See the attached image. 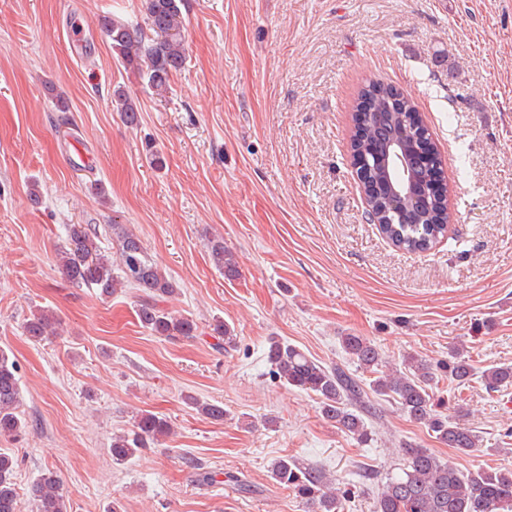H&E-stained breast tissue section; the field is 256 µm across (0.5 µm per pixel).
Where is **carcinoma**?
<instances>
[{
	"instance_id": "1",
	"label": "carcinoma",
	"mask_w": 512,
	"mask_h": 512,
	"mask_svg": "<svg viewBox=\"0 0 512 512\" xmlns=\"http://www.w3.org/2000/svg\"><path fill=\"white\" fill-rule=\"evenodd\" d=\"M185 0H146V27L116 17H105L101 28L110 40L118 62L133 69L146 80L147 86L162 96L170 89V80L187 59L181 7ZM112 106L124 121L133 126L141 119L137 103L122 89L112 93ZM354 133L351 149L366 158L363 167L364 188L368 192L374 218L381 233L395 246L410 252L426 251L444 235L448 223L447 191L443 166L427 159L424 144L431 142L415 102L406 98L403 89L376 79L358 92L354 105ZM393 140L414 146L409 158L418 178L423 198L392 211L384 196V171L380 156ZM120 238L117 259L102 253L96 229L88 224L67 225L65 245L60 252V267L77 287L91 288L107 299L119 288L131 286L144 294L137 309L141 326L150 334L166 339L190 338L197 324L158 306V302L177 291L142 241L134 234L112 225ZM208 248L213 262L224 277L239 276L238 265L224 239L214 237ZM56 320L46 310L29 317L23 326L28 341L37 344L56 334ZM212 335L224 346L236 343L234 329L222 320L212 323ZM345 353L366 372L375 375L372 391L390 395L409 419L427 427L442 444L469 453L480 447L479 435L463 423H450L439 411L431 386L440 372L464 382L473 366L456 356L432 364L408 354L404 370L379 375L382 357L375 342L366 336L348 333L342 337ZM271 375L282 384L315 394L320 400V414L328 422L361 446L372 441V432L363 418L368 393L362 380L340 366H325L309 357L297 346L270 339L266 352ZM486 386L492 390L512 385V365L502 364L482 372ZM21 389L17 362L0 349V436L17 437L26 428L18 412ZM170 422L153 413L139 414L133 428L112 437V461L124 463L138 454L150 441L169 435ZM17 461L0 453V512H23V505L13 481ZM271 478L280 486L312 505L313 512H345L350 491L332 486L321 469L303 465L291 457L275 460ZM28 497L35 512H69L70 506L58 477L43 473L29 487ZM375 512H512V468L479 469L466 475L441 460L427 448L407 444L404 463L386 475Z\"/></svg>"
}]
</instances>
